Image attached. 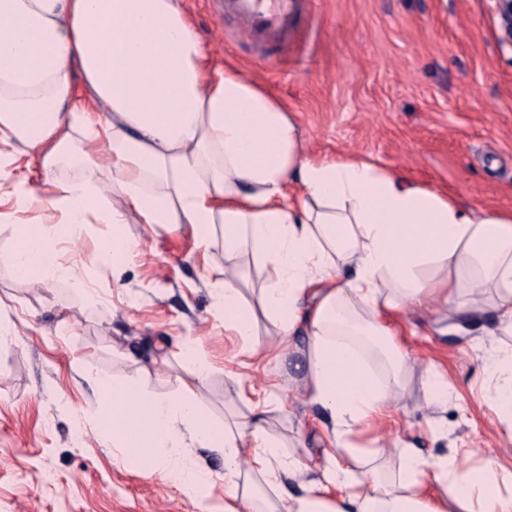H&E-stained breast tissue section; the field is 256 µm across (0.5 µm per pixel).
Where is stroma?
I'll list each match as a JSON object with an SVG mask.
<instances>
[{
    "mask_svg": "<svg viewBox=\"0 0 512 512\" xmlns=\"http://www.w3.org/2000/svg\"><path fill=\"white\" fill-rule=\"evenodd\" d=\"M216 65L233 61L248 79L287 107L303 134L306 153L360 155L419 183L466 201L512 209V45L501 42L491 0H313L315 29L282 49L281 61L236 42L240 25L220 17L216 0H184ZM227 36L217 40L216 27ZM108 224L86 225L66 243L61 260L77 263L105 302L88 304L66 283L52 290L15 270L16 224L0 222V317L16 336L0 341V512H202L224 499L215 484L207 501L177 486L140 475L117 460L94 417L101 405L96 376L133 380L149 369V389L177 395L178 378L192 365L181 354L185 339H199L214 364L200 391L216 423L245 415L271 383L283 387L285 411L267 427L287 453L311 466L328 445L325 414L301 390L305 361L290 352L283 362H255L242 382L235 369L238 337L211 314L209 276L184 230L146 232L129 216L124 234L134 250L122 269L89 263ZM440 306L424 303L396 315L400 340L414 360L409 386L388 417L355 430L357 448L384 446L394 469L399 443L425 456L459 448L480 470L487 456L512 469V438L502 432L483 398L482 350L475 342L494 328L482 316L463 337L430 328ZM88 354L95 376L75 371L73 352ZM454 384L455 398L432 401L421 385L428 364ZM52 483H45L44 475Z\"/></svg>",
    "mask_w": 512,
    "mask_h": 512,
    "instance_id": "35a3bbf8",
    "label": "stroma"
}]
</instances>
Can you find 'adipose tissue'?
I'll list each match as a JSON object with an SVG mask.
<instances>
[{"label":"adipose tissue","mask_w":512,"mask_h":512,"mask_svg":"<svg viewBox=\"0 0 512 512\" xmlns=\"http://www.w3.org/2000/svg\"><path fill=\"white\" fill-rule=\"evenodd\" d=\"M19 162L39 181L0 182V207L61 215L20 225L19 274L85 291L76 265L59 260L61 242L85 224L111 225L91 259L122 267L133 213L153 231L187 229L206 259L223 239L211 312L241 338L243 356L285 357L307 333L303 391L331 435L321 466L285 454L269 432L267 414L284 408L280 385L247 416L209 419L198 390L212 364L194 342L184 352L194 377L178 397L99 379L96 426L117 458L203 501L214 475L188 459L172 466L170 452L223 455L224 512H512V470L495 459L476 474L459 451L427 458L405 445L391 480L375 466L384 448L348 441L407 388L413 360L392 321L431 299L453 314L443 335L494 317L484 370L512 437V211L359 156H306L280 100L235 67L213 66L182 0H0V165ZM64 166L75 175L62 182ZM253 267L263 285L251 302L243 285ZM261 318L276 327V347L258 341ZM287 478L302 479L301 493L283 492Z\"/></svg>","instance_id":"adipose-tissue-1"}]
</instances>
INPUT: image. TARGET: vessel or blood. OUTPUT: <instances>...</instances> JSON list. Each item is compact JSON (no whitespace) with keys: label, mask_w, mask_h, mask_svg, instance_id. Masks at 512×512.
Returning <instances> with one entry per match:
<instances>
[{"label":"vessel or blood","mask_w":512,"mask_h":512,"mask_svg":"<svg viewBox=\"0 0 512 512\" xmlns=\"http://www.w3.org/2000/svg\"><path fill=\"white\" fill-rule=\"evenodd\" d=\"M223 11L241 22L236 38L264 48L286 47L315 25L310 0H223Z\"/></svg>","instance_id":"obj_1"}]
</instances>
